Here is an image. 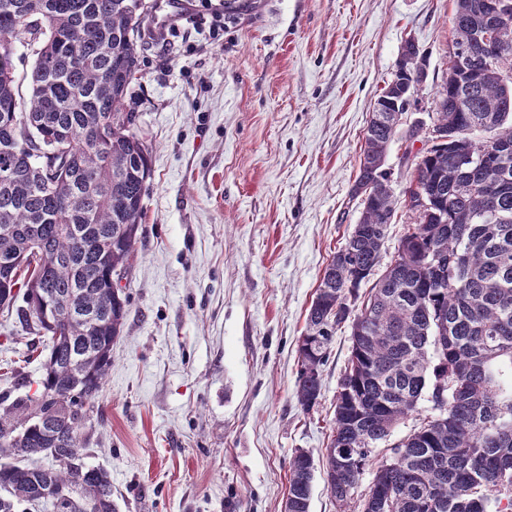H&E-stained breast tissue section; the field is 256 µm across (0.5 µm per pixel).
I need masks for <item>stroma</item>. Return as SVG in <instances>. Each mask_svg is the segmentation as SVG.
I'll list each match as a JSON object with an SVG mask.
<instances>
[{
  "instance_id": "obj_1",
  "label": "stroma",
  "mask_w": 512,
  "mask_h": 512,
  "mask_svg": "<svg viewBox=\"0 0 512 512\" xmlns=\"http://www.w3.org/2000/svg\"><path fill=\"white\" fill-rule=\"evenodd\" d=\"M222 41L208 24L146 20L131 85L151 176L129 311L94 403L85 461L116 512H283L289 461L311 454L310 512L339 508L325 477L350 330L318 404L296 399L297 341L320 275L361 216L351 194L372 105L406 39L427 57L384 169L395 193L427 145L448 76L454 0H244ZM42 338L0 312V393L38 380Z\"/></svg>"
}]
</instances>
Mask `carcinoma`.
Here are the masks:
<instances>
[{"label":"carcinoma","instance_id":"obj_1","mask_svg":"<svg viewBox=\"0 0 512 512\" xmlns=\"http://www.w3.org/2000/svg\"><path fill=\"white\" fill-rule=\"evenodd\" d=\"M486 0H456L452 48L482 72L435 93L449 140L414 163L430 208L377 273L395 198L383 170L411 105L385 87L372 107L356 181L361 217L324 268L297 344L296 398L318 404L334 334L350 325L327 483L339 507L364 473L361 512H512V26L500 51L475 38ZM146 0H0V305L50 337L32 395L0 394V512L71 497L68 512H116L110 473L82 461L84 428L112 366L128 297L116 280L136 252L149 149L126 104ZM38 45L16 83V44ZM465 151L479 163L459 169ZM371 283L366 296L359 294ZM21 305H16L17 300ZM430 413L372 468L377 445L421 402ZM288 512H310L315 467L289 463Z\"/></svg>","mask_w":512,"mask_h":512}]
</instances>
